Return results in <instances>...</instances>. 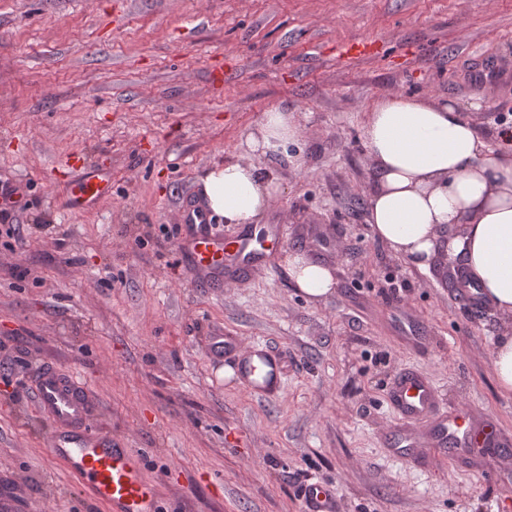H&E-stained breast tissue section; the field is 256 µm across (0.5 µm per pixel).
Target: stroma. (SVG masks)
<instances>
[{"label":"stroma","mask_w":512,"mask_h":512,"mask_svg":"<svg viewBox=\"0 0 512 512\" xmlns=\"http://www.w3.org/2000/svg\"><path fill=\"white\" fill-rule=\"evenodd\" d=\"M387 92L453 103L496 142L497 116L512 119V0H0V186H25L13 235L0 231V491L16 512H107L45 453L31 380L49 363L140 453L161 512H306L309 480L333 486L339 512H512V481L387 445L405 364L512 438L492 367L512 326L449 282L453 234L423 273L365 222L361 127ZM273 107L304 124L303 166L267 162L283 232L267 270L207 287L175 250L177 209ZM76 151L112 168L111 196L87 210L63 201ZM296 253L332 268L326 301L293 285ZM397 304L422 344L401 339ZM218 330L282 356L277 394L225 379L231 360L207 350Z\"/></svg>","instance_id":"35a3bbf8"}]
</instances>
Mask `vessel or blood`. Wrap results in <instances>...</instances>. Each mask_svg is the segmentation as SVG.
<instances>
[{"instance_id": "vessel-or-blood-1", "label": "vessel or blood", "mask_w": 512, "mask_h": 512, "mask_svg": "<svg viewBox=\"0 0 512 512\" xmlns=\"http://www.w3.org/2000/svg\"><path fill=\"white\" fill-rule=\"evenodd\" d=\"M72 160L78 174L69 188L70 205L76 210L91 208L109 194L112 173L84 165L77 153ZM176 222L189 229L186 236L177 238V251L197 276L216 288L265 270V245L281 234L277 224L251 225L236 240L224 241L211 232L208 215L190 202L180 205ZM395 326L406 343H421L423 325L407 309L396 310ZM208 346L213 356L240 357L243 375H253L254 351L244 348L238 337L213 336ZM34 394L51 422L46 436L50 457L63 460L74 479L96 499L106 502L110 512H160L155 491L142 476L140 455L93 430L91 402L72 374L55 366L45 367L35 378ZM391 401L401 425L390 432L389 443L399 454H418L429 447L462 458L475 449L497 446L491 425L473 424L461 410H440L435 387L417 372H400ZM301 495L308 512H336V496L322 483L304 485Z\"/></svg>"}]
</instances>
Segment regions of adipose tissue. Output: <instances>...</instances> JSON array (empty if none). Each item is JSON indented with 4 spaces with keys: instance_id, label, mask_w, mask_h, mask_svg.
Listing matches in <instances>:
<instances>
[{
    "instance_id": "obj_1",
    "label": "adipose tissue",
    "mask_w": 512,
    "mask_h": 512,
    "mask_svg": "<svg viewBox=\"0 0 512 512\" xmlns=\"http://www.w3.org/2000/svg\"><path fill=\"white\" fill-rule=\"evenodd\" d=\"M303 133L300 117L273 107L245 133L236 149L196 179L212 216L227 224L259 223L281 190L263 166L290 154ZM361 138L375 182L367 195L365 222L392 255L429 271L444 230L463 226L457 245L483 297L512 316V132L496 143L479 136L455 107L428 96L385 93L366 111ZM295 286L308 299L334 292L330 267L296 255L288 260Z\"/></svg>"
}]
</instances>
